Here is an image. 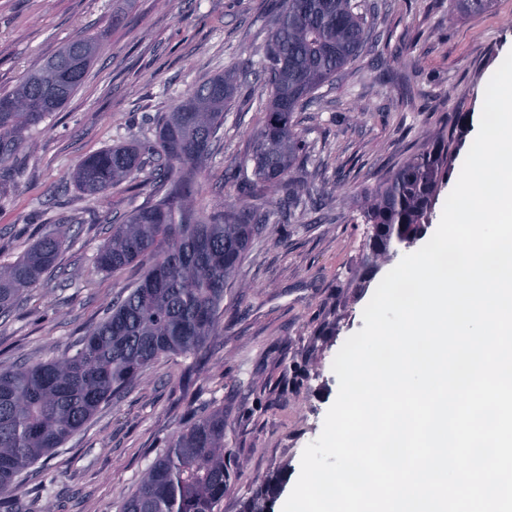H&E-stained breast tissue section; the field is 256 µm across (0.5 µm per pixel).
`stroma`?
<instances>
[{
  "label": "stroma",
  "instance_id": "35a3bbf8",
  "mask_svg": "<svg viewBox=\"0 0 512 512\" xmlns=\"http://www.w3.org/2000/svg\"><path fill=\"white\" fill-rule=\"evenodd\" d=\"M367 21L356 60L297 114L304 168L287 189L251 196L235 173L252 150L268 98L259 76L277 0H0V90L13 89L61 47L108 30L80 89L0 165V263L64 226L55 269L0 314V365L72 350L144 263L112 274L95 258L113 225L156 198L154 165L95 197L71 174L89 154L153 138L162 117L207 79L244 77L224 113L218 151L198 177V208L251 206L263 222L224 295V316L200 365L163 356L103 403L61 448L27 469L15 512H119L169 441L199 408L224 411L222 512H242L257 482L276 474L282 512L304 448L320 435L338 393L332 361L389 265L341 319L331 311L367 227L366 188L427 144L449 115L479 128L486 86L512 52V0L465 14L452 0H354ZM197 371L185 385L189 366Z\"/></svg>",
  "mask_w": 512,
  "mask_h": 512
}]
</instances>
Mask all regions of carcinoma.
<instances>
[{
	"mask_svg": "<svg viewBox=\"0 0 512 512\" xmlns=\"http://www.w3.org/2000/svg\"><path fill=\"white\" fill-rule=\"evenodd\" d=\"M366 19L352 0H281L262 75L268 103L254 133L250 183L257 192L286 185L303 151L294 113L338 70L354 61ZM108 30L66 44L18 86L0 93V164L26 147V133L45 122L84 83ZM239 75L227 70L197 86L168 113L156 138L112 146L84 159L73 182L94 196L133 178L158 157L170 172L158 200L135 210L101 247L97 267L114 273L148 255L154 262L127 295L80 340L77 349L43 363L0 366V508L12 512L17 478L61 447L98 407L122 393L164 355L198 364L224 315V291L259 232L251 211L195 207L197 170L214 154L224 108ZM467 117L409 155L370 188L360 209L369 234L347 287L363 288L394 245L424 237L452 163L464 145ZM65 232H45L12 263L0 265V314L55 267ZM278 479L253 490L243 512H268ZM224 501V409H202L144 473L120 512H220Z\"/></svg>",
	"mask_w": 512,
	"mask_h": 512,
	"instance_id": "cac0c4a2",
	"label": "carcinoma"
}]
</instances>
